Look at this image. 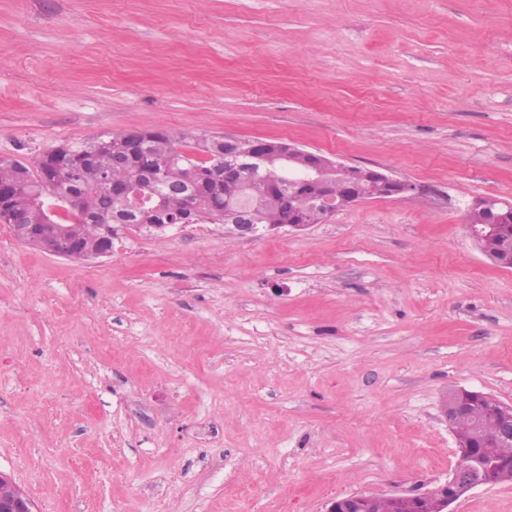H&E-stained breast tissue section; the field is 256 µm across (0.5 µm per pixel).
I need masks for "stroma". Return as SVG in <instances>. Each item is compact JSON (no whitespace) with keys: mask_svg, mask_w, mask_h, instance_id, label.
Returning <instances> with one entry per match:
<instances>
[{"mask_svg":"<svg viewBox=\"0 0 512 512\" xmlns=\"http://www.w3.org/2000/svg\"><path fill=\"white\" fill-rule=\"evenodd\" d=\"M293 141L414 183L246 239L0 224V471L36 512H324L442 485L450 386L512 404V0H0V160L118 129ZM456 512H512V483ZM500 205L501 203L492 197H476L467 205L464 224H468L466 216L469 217L476 213L484 215V224L469 226L470 234L478 244H480L485 237L492 234L496 224L499 223L502 217L498 213ZM510 242H512V216L508 219H503L501 223L498 224L496 233L484 240L483 249L485 252L491 254L501 252L497 255H488L487 257L499 267L511 268L512 248L505 249ZM376 497L363 493L338 496L328 502L326 512H370Z\"/></svg>","mask_w":512,"mask_h":512,"instance_id":"35a3bbf8","label":"stroma"}]
</instances>
